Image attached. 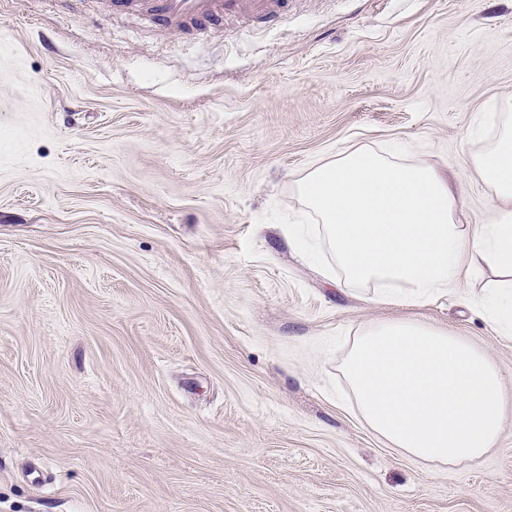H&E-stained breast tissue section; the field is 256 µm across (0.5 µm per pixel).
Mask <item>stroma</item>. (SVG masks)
Segmentation results:
<instances>
[{"instance_id": "obj_1", "label": "stroma", "mask_w": 512, "mask_h": 512, "mask_svg": "<svg viewBox=\"0 0 512 512\" xmlns=\"http://www.w3.org/2000/svg\"><path fill=\"white\" fill-rule=\"evenodd\" d=\"M512 0H288L203 37L106 0H0V512H512V418L473 467L387 446L341 367L409 319L512 372L487 276L399 305L288 243L294 181L398 145L491 191Z\"/></svg>"}]
</instances>
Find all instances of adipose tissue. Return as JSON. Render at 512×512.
<instances>
[{
  "mask_svg": "<svg viewBox=\"0 0 512 512\" xmlns=\"http://www.w3.org/2000/svg\"><path fill=\"white\" fill-rule=\"evenodd\" d=\"M478 124L492 132L467 170L495 198L488 224L472 232L461 224L458 173L359 148L298 177L315 222L293 225L289 242L318 238L328 270L406 304L455 292L464 261L481 264L500 278L487 316L512 337V95ZM343 372L366 425L411 457L459 466L501 438L508 376L464 337L414 321L373 323L355 338Z\"/></svg>",
  "mask_w": 512,
  "mask_h": 512,
  "instance_id": "obj_1",
  "label": "adipose tissue"
}]
</instances>
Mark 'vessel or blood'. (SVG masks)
<instances>
[{
    "label": "vessel or blood",
    "mask_w": 512,
    "mask_h": 512,
    "mask_svg": "<svg viewBox=\"0 0 512 512\" xmlns=\"http://www.w3.org/2000/svg\"><path fill=\"white\" fill-rule=\"evenodd\" d=\"M112 12L144 13L161 27L206 33L220 28L225 17L237 16L277 25L279 0H109Z\"/></svg>",
    "instance_id": "vessel-or-blood-1"
}]
</instances>
